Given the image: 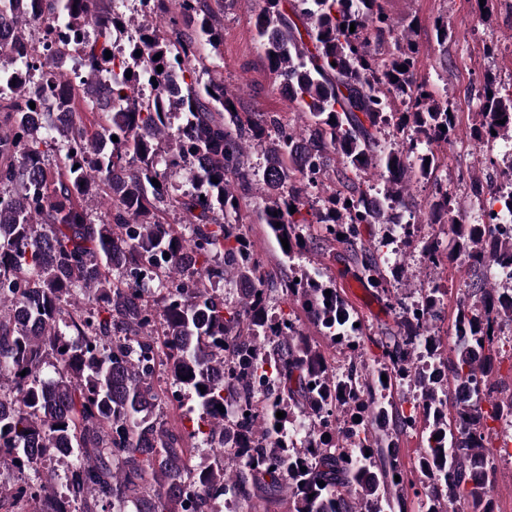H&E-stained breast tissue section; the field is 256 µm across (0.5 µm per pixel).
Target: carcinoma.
I'll return each mask as SVG.
<instances>
[{
    "label": "carcinoma",
    "instance_id": "cac0c4a2",
    "mask_svg": "<svg viewBox=\"0 0 512 512\" xmlns=\"http://www.w3.org/2000/svg\"><path fill=\"white\" fill-rule=\"evenodd\" d=\"M112 2L0 0V60H10L0 67V463L34 474L10 507L186 512L193 500L198 512H209L230 487L247 512L284 503L288 512H404L401 492L414 483L392 461L393 435L419 431L426 446L416 471L430 479L426 512H448L460 496L472 512H492L486 484L477 480L490 468L484 436L453 442L448 380H489L485 353L502 320L512 322V291L497 288L494 301L459 309L453 358L429 344L431 363L420 370L415 353L442 289L404 305L380 249L358 246L363 229L393 224L410 208L409 182L423 178L435 187L430 220L449 225L473 270L471 287L487 288L484 225L449 216L448 182L436 175L432 145L448 143L457 115L418 77L411 30L394 26L383 0H260L257 35L277 86H288V102L305 117L297 131L278 115L231 110L237 101L224 82L200 79L209 73L201 49L218 53L224 45L223 0H142L147 12L137 24ZM130 29L127 60L106 58L116 35ZM385 35L392 46L383 60L370 44ZM39 37L48 51L63 43L44 67L23 52ZM73 44L80 69L72 80L60 68ZM142 83L157 90L150 103H136ZM415 92L411 110L394 108L392 99ZM79 102L98 116L92 132ZM503 112L512 113V91L502 93L489 78L471 138L488 141L494 131L512 138V125L495 122ZM176 114L188 132L171 130ZM389 129L403 141L387 151L380 135ZM253 145L264 148L260 174L250 161ZM179 163L192 166L194 181L181 195L170 192L161 168ZM371 167L384 182L380 207L365 205L361 179ZM335 178L343 189H329ZM256 181L260 220L276 240L288 239L284 258L317 241L336 242L368 287L397 300L404 331L383 347L377 380L387 390L413 379L423 417L389 413L374 385L362 381L364 361H351L339 378L291 314L269 317L267 295L279 289L322 335L349 348L362 335L323 272L296 277L284 266L275 276L254 255L235 203L237 190ZM487 195L512 209V191L499 196L473 181L476 200ZM92 199L108 204L107 220L91 218ZM307 207L321 226L318 237L302 233ZM165 211L186 223H165ZM493 254L512 266V233L499 234ZM216 281L250 292L220 299L208 288ZM163 364L171 386L200 405L198 433L217 437L208 460L191 463L183 436L154 416L166 393L154 381ZM47 366L55 371L48 380ZM266 378L273 391L263 411L245 415L252 384ZM218 404H238L242 415L230 419ZM456 407L455 421L483 428V416ZM370 408L394 416L371 436L355 422ZM278 411L285 417L276 418ZM298 413L321 425L307 430L303 448L290 437ZM35 448L59 457L64 494L47 486L53 475Z\"/></svg>",
    "mask_w": 512,
    "mask_h": 512
}]
</instances>
